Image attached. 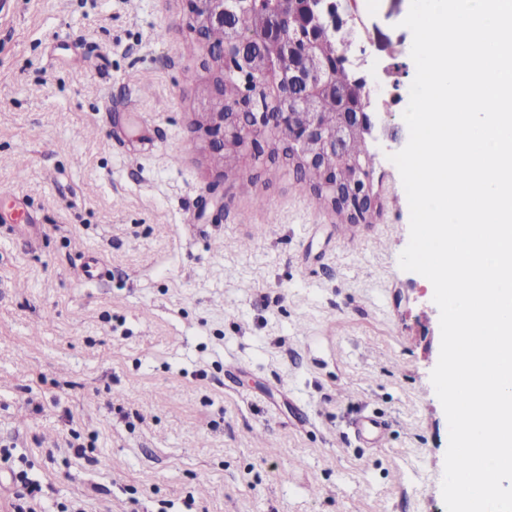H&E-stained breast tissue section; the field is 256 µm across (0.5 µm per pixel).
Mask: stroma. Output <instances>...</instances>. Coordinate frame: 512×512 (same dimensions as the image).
<instances>
[{
  "label": "stroma",
  "instance_id": "35a3bbf8",
  "mask_svg": "<svg viewBox=\"0 0 512 512\" xmlns=\"http://www.w3.org/2000/svg\"><path fill=\"white\" fill-rule=\"evenodd\" d=\"M410 0H370L411 63ZM186 0H0V512H445L410 211L348 224L270 142L210 159ZM263 206H256V199ZM389 423L379 447L349 434ZM14 474V473H13ZM14 478L21 484V487H16L12 493V499L9 506L12 512H35L30 506L32 501H35L41 492L40 485L27 480L24 473L14 474Z\"/></svg>",
  "mask_w": 512,
  "mask_h": 512
}]
</instances>
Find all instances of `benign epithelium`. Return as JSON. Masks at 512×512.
Segmentation results:
<instances>
[{"label": "benign epithelium", "mask_w": 512, "mask_h": 512, "mask_svg": "<svg viewBox=\"0 0 512 512\" xmlns=\"http://www.w3.org/2000/svg\"><path fill=\"white\" fill-rule=\"evenodd\" d=\"M190 4V29L202 42L209 64L214 71L212 95L204 107V129L208 137V149L212 154L224 153V148H246L262 135L286 143L291 151L303 155L308 144L316 140L331 148L347 136L359 134L370 143L377 164L384 163L387 155L399 148L400 130L387 124L379 109V102L394 97L390 86L377 75L379 68L366 47L361 45L357 31L361 28L355 0H331L324 13H318L314 0H283L269 18V26L263 37L265 45L275 57L287 56L295 61L288 72V92L300 95L292 100V107L279 112H261L258 103L247 94L240 95L236 111L220 112L215 104L224 101V86L237 82L247 67V60L255 43L245 32V16L251 0H188ZM289 9L302 38L325 41L336 39L337 57L357 70L358 77L348 89H342L327 80L328 64L301 51L299 41L284 35L281 29L283 9ZM210 28L227 29L233 34L227 45H213L204 41L205 31ZM334 97L338 103L336 127L326 128L320 120L302 124L297 120L298 111L316 115L319 98ZM248 115L249 122L239 121ZM320 197L333 202L336 209L347 208L356 220L368 216L377 205V193L369 180L359 182L355 177L349 188L342 189L336 176L328 177L319 189Z\"/></svg>", "instance_id": "obj_1"}]
</instances>
